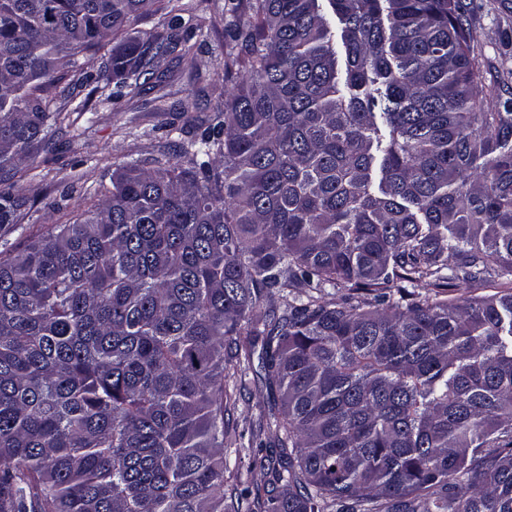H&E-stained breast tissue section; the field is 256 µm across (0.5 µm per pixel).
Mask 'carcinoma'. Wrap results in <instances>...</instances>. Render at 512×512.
Instances as JSON below:
<instances>
[{
  "label": "carcinoma",
  "instance_id": "obj_1",
  "mask_svg": "<svg viewBox=\"0 0 512 512\" xmlns=\"http://www.w3.org/2000/svg\"><path fill=\"white\" fill-rule=\"evenodd\" d=\"M161 2L0 0V233L51 88L118 101L193 53L176 14L82 69ZM225 28L188 166H120L0 255V512H512V100L460 0H241ZM227 371L275 432L228 494Z\"/></svg>",
  "mask_w": 512,
  "mask_h": 512
}]
</instances>
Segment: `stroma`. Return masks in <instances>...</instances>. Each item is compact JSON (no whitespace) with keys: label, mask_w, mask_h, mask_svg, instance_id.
<instances>
[{"label":"stroma","mask_w":512,"mask_h":512,"mask_svg":"<svg viewBox=\"0 0 512 512\" xmlns=\"http://www.w3.org/2000/svg\"><path fill=\"white\" fill-rule=\"evenodd\" d=\"M184 17L202 26L193 57L172 67L154 88L113 103L106 91L84 84L80 99L85 111L56 98L64 120L49 154L33 155L23 166L18 183L27 204L15 230L6 237L7 249H22L58 224L75 220L84 207L111 186L112 171L152 159L179 161L178 142L198 136L200 121L223 107L232 83L224 75V60L232 46L224 34L229 0H174ZM474 50L486 86L501 98H512V0H462ZM230 425L239 444L251 447L266 402L263 383L246 377L230 386Z\"/></svg>","instance_id":"stroma-1"}]
</instances>
